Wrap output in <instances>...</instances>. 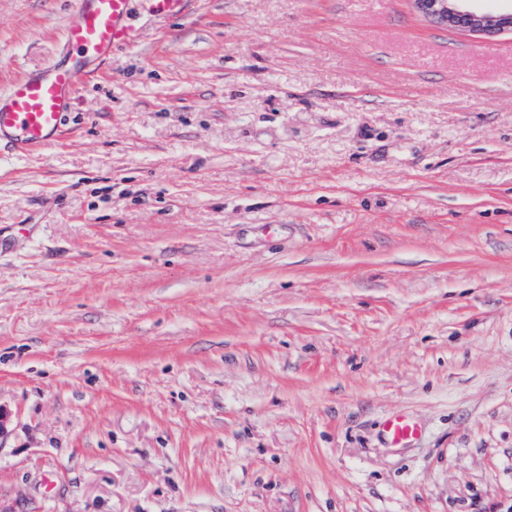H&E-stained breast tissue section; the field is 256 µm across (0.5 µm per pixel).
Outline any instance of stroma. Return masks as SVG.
I'll return each instance as SVG.
<instances>
[{
  "instance_id": "1",
  "label": "stroma",
  "mask_w": 512,
  "mask_h": 512,
  "mask_svg": "<svg viewBox=\"0 0 512 512\" xmlns=\"http://www.w3.org/2000/svg\"><path fill=\"white\" fill-rule=\"evenodd\" d=\"M74 4L0 0V89ZM132 23L62 140L0 156V512H512V35ZM384 432L387 439L397 446H407L417 441L421 434L416 422L400 414H392L386 418Z\"/></svg>"
}]
</instances>
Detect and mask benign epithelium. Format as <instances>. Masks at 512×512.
I'll use <instances>...</instances> for the list:
<instances>
[{
    "mask_svg": "<svg viewBox=\"0 0 512 512\" xmlns=\"http://www.w3.org/2000/svg\"><path fill=\"white\" fill-rule=\"evenodd\" d=\"M432 23L477 36L512 33V0H413Z\"/></svg>",
    "mask_w": 512,
    "mask_h": 512,
    "instance_id": "obj_1",
    "label": "benign epithelium"
}]
</instances>
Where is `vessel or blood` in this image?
Returning <instances> with one entry per match:
<instances>
[{
	"label": "vessel or blood",
	"mask_w": 512,
	"mask_h": 512,
	"mask_svg": "<svg viewBox=\"0 0 512 512\" xmlns=\"http://www.w3.org/2000/svg\"><path fill=\"white\" fill-rule=\"evenodd\" d=\"M158 18L184 14L189 0H76L65 30L68 62L52 63L25 75L0 91V144L13 151H33L58 142L75 100L79 79L93 66L138 40L129 18L135 2ZM387 439L405 446L418 440L421 430L410 418L389 415L384 422Z\"/></svg>",
	"instance_id": "vessel-or-blood-1"
}]
</instances>
